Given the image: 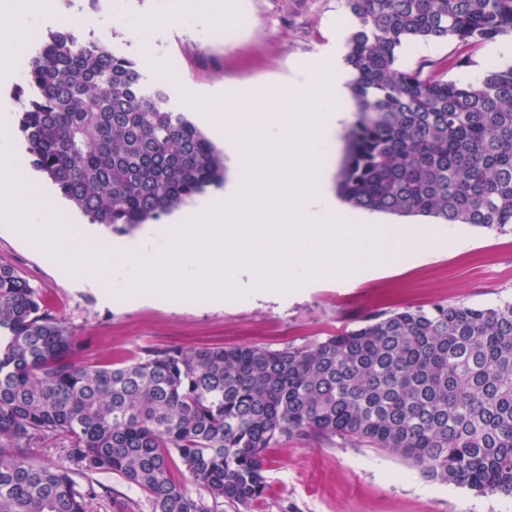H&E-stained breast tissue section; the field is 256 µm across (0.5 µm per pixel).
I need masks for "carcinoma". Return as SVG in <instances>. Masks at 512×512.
Returning <instances> with one entry per match:
<instances>
[{
  "mask_svg": "<svg viewBox=\"0 0 512 512\" xmlns=\"http://www.w3.org/2000/svg\"><path fill=\"white\" fill-rule=\"evenodd\" d=\"M355 119L336 193L354 209L512 227V66L459 84L397 65L410 40L512 34V0H344ZM19 98L34 168L93 224L127 234L224 184V153L138 64L70 29L41 41ZM80 343L0 263V512H88L68 470L3 448L45 433L139 488L151 512H245L280 442L394 452L433 482L512 495V302L370 313L303 346L145 347L78 367ZM178 456L210 501L173 477Z\"/></svg>",
  "mask_w": 512,
  "mask_h": 512,
  "instance_id": "carcinoma-1",
  "label": "carcinoma"
}]
</instances>
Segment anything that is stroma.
<instances>
[{
  "instance_id": "1",
  "label": "stroma",
  "mask_w": 512,
  "mask_h": 512,
  "mask_svg": "<svg viewBox=\"0 0 512 512\" xmlns=\"http://www.w3.org/2000/svg\"><path fill=\"white\" fill-rule=\"evenodd\" d=\"M343 0H0V53L32 59L37 44L31 31L60 29L64 19L80 32L106 41L111 51L135 61L145 88L163 85L168 106L183 112L215 142L224 134L202 114V106L223 107L228 88L246 90L252 104L272 105L287 98L294 72L336 52V23L347 16ZM181 66L170 70V57ZM401 68L439 72L466 83L494 67L488 45L457 40L416 41L399 53ZM28 85L17 71L0 76V135L10 139L12 163L0 184L27 185L32 205L23 220L0 212V263L14 266L41 291L52 313L74 330L82 349L77 365L107 366L144 347L203 344L279 349L340 333L361 316L434 303L492 305L512 301V231L469 224H444L424 216L365 214L345 208L348 222L364 219L383 232L399 227L428 240L410 248L399 262L378 266L356 261L343 281L308 279L274 300L251 293L241 272L240 298L219 304L150 302L135 297L116 301L112 285L90 286L81 266L94 257L105 269L128 261L120 250L131 236L93 224L54 185L34 169L19 129L18 96ZM68 229V259L33 238ZM28 462L67 468L78 489H95L90 512H112L113 500L143 501L124 479L72 467L67 441L48 435L32 442ZM266 488L255 512H512V498L478 494L453 484L426 480L413 461L340 439L288 441L269 449Z\"/></svg>"
}]
</instances>
